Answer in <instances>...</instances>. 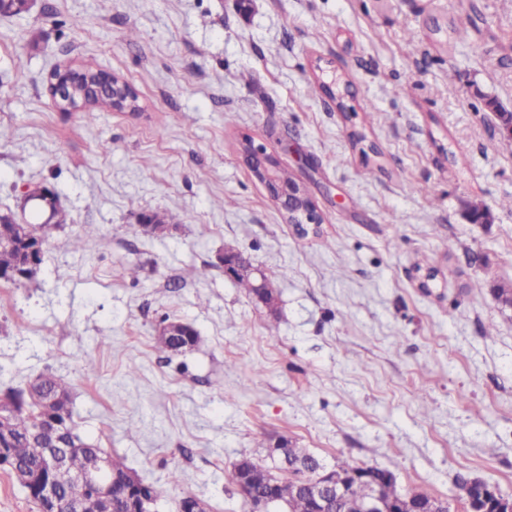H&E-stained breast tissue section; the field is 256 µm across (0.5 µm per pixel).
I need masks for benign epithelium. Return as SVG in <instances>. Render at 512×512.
Masks as SVG:
<instances>
[{"mask_svg":"<svg viewBox=\"0 0 512 512\" xmlns=\"http://www.w3.org/2000/svg\"><path fill=\"white\" fill-rule=\"evenodd\" d=\"M84 82L92 85L98 93L112 95V100L117 102L118 110L135 101L132 87L105 70L76 71L60 67L49 77L52 96L58 105L68 110L78 108V101L65 98L66 91ZM242 156L253 175L261 177V183L268 195L286 217L290 218V223H322V217L315 205L307 203L308 194L300 183L286 184L275 178L272 173L274 155L268 152L266 146L248 140L243 146ZM24 207L28 208L32 215L47 214L44 220L46 224L60 217L59 199L54 190L44 184L25 188ZM0 242L20 247L22 254L21 267L7 274H0L1 280L23 277L28 269L36 266L34 253L42 250L40 245L27 246L26 239L20 235L15 238L5 236ZM222 266L224 276L233 278L243 269L242 255L233 251L224 252ZM31 441L41 463V471L46 475L38 486V494L42 501L41 512H121L110 493L113 484L112 470L106 458L101 455H89L82 469L69 470L66 458L73 450L70 431L49 419L39 422ZM273 451L277 453L283 470L312 472L308 464L288 458L281 440L275 441ZM380 475L388 477L391 472L384 470L379 473L371 469L364 475V486L370 489V492L364 500L363 512H391L384 501L372 492L373 480ZM70 483L91 486L97 489V493L91 498L66 499L61 495V488ZM298 489L319 502L333 505L346 493L344 483L329 482L325 480V476L319 474L301 482ZM462 493L472 512H512V497L502 495L495 485L482 478L469 483ZM249 500L251 512H273L274 500L271 496L253 493Z\"/></svg>","mask_w":512,"mask_h":512,"instance_id":"1","label":"benign epithelium"}]
</instances>
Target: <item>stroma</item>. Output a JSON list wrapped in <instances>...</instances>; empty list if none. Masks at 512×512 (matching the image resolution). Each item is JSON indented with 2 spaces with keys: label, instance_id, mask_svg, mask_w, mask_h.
<instances>
[{
  "label": "stroma",
  "instance_id": "obj_1",
  "mask_svg": "<svg viewBox=\"0 0 512 512\" xmlns=\"http://www.w3.org/2000/svg\"><path fill=\"white\" fill-rule=\"evenodd\" d=\"M59 65L111 72L136 111H60ZM334 75L339 104L312 90ZM490 98L512 112V0H34L0 16V212L47 183L66 213L34 276L0 281V390L62 377L76 433L167 488L157 512L187 493L248 512L233 465L268 463L279 436L451 512L461 474L512 497V310L491 291L512 283V140ZM247 140L321 224L288 223ZM148 211L165 235L140 234ZM228 249L273 273L277 311L225 277ZM165 317L197 345L156 351Z\"/></svg>",
  "mask_w": 512,
  "mask_h": 512
}]
</instances>
